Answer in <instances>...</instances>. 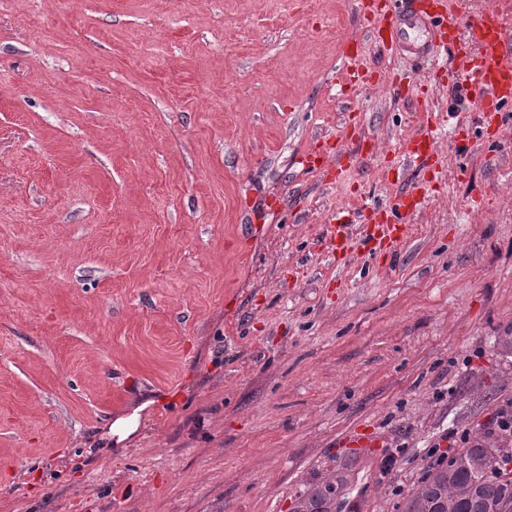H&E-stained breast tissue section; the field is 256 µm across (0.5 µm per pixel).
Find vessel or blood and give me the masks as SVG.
<instances>
[{
  "mask_svg": "<svg viewBox=\"0 0 512 512\" xmlns=\"http://www.w3.org/2000/svg\"><path fill=\"white\" fill-rule=\"evenodd\" d=\"M363 15L372 20V29L380 46L389 53L432 59L446 52L448 45L458 44L454 75L472 80L480 97L482 126L491 134L501 130L502 110L512 104V48L504 40V22L498 10L485 9L469 23H460L450 0H363ZM344 70L337 84L354 87L363 77L357 65L358 52H343ZM446 121L445 115L427 117L425 132L409 140L402 153L417 168L435 166L438 154L435 132ZM346 152L339 145H323L305 153L304 168L328 172L340 165ZM424 199L419 188L400 191L393 208L403 216L412 215ZM371 231L362 239H352L347 224L328 225L325 244L336 259H344L355 249L374 253H394L406 238L409 227L389 221L382 209H373Z\"/></svg>",
  "mask_w": 512,
  "mask_h": 512,
  "instance_id": "vessel-or-blood-1",
  "label": "vessel or blood"
}]
</instances>
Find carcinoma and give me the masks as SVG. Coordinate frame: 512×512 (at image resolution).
<instances>
[{
    "instance_id": "1",
    "label": "carcinoma",
    "mask_w": 512,
    "mask_h": 512,
    "mask_svg": "<svg viewBox=\"0 0 512 512\" xmlns=\"http://www.w3.org/2000/svg\"><path fill=\"white\" fill-rule=\"evenodd\" d=\"M512 460V448L490 433L475 435L437 466L429 467L402 497L398 512H512V474L490 475ZM345 480L332 470L312 483L292 512H342Z\"/></svg>"
}]
</instances>
